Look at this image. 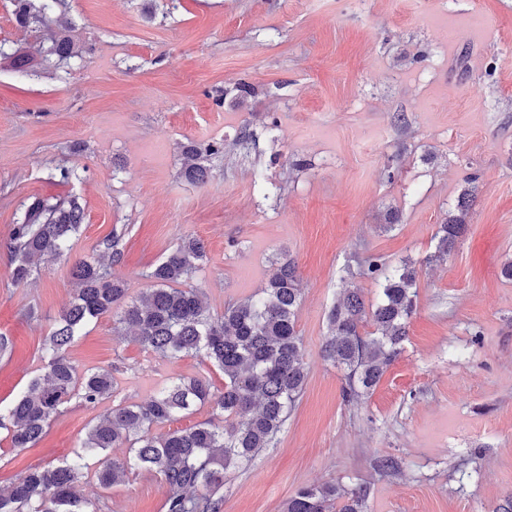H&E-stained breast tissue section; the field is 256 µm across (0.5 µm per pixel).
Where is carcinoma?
I'll return each instance as SVG.
<instances>
[{"label": "carcinoma", "mask_w": 512, "mask_h": 512, "mask_svg": "<svg viewBox=\"0 0 512 512\" xmlns=\"http://www.w3.org/2000/svg\"><path fill=\"white\" fill-rule=\"evenodd\" d=\"M66 0H17L16 19L23 26L46 25ZM47 55L70 69L83 61L82 50L69 38L51 41ZM0 58L25 72L33 56L0 42ZM183 175L194 184L209 176L205 162L224 155V140L182 146ZM474 190L464 189L457 213L440 225L433 257L444 259L466 231ZM84 208L74 196L38 199L13 224L8 248L11 279L27 284L46 259L70 254L84 223ZM121 236L106 242L107 254L78 258L71 269L73 300L59 313L43 347L42 372L0 409V431L10 448H33L52 421L72 404L101 408L70 455L57 462L28 466L0 484V512H105L107 504L79 491L95 461L94 474L105 488L137 471L153 473L166 486L162 512H221L224 475L253 464L276 444L307 380L297 311L302 300L300 274L292 259L275 262L260 295L224 305L210 313L195 288H184L206 260L201 240L184 236L144 277L151 287L128 299L127 282L112 273L120 264ZM367 275L380 283L375 303L357 289L348 290L330 309L324 356L345 371L343 398L356 402L380 381L404 349L408 320L416 304L417 271L408 263L392 267L378 257L368 260ZM104 315L113 332L131 331L141 345L162 359L194 356L224 375L218 390L204 375L165 381L141 403H113L119 389L117 368H81L68 349L83 330ZM370 325L373 330H365ZM208 407L210 416L192 426L165 433L157 429ZM124 446L122 457L112 449ZM368 487L325 483L298 489L286 512H366Z\"/></svg>", "instance_id": "carcinoma-1"}]
</instances>
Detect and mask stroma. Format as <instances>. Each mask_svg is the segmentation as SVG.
<instances>
[{"label":"stroma","instance_id":"obj_1","mask_svg":"<svg viewBox=\"0 0 512 512\" xmlns=\"http://www.w3.org/2000/svg\"><path fill=\"white\" fill-rule=\"evenodd\" d=\"M0 0V40L51 33L84 50L71 72L0 60V406L41 369L73 297L71 259L15 285L6 247L21 204L78 197L73 257L122 235L114 272L130 296L181 236L207 260L189 280L211 314L260 289L293 259L308 379L278 436L224 478L221 512H284L303 486L366 485L368 512H496L512 492V0H69L52 27L19 26ZM245 82L251 94L210 91ZM405 124H398V116ZM255 139L236 142L242 125ZM213 139L210 180L181 175V146ZM59 166L78 180L51 177ZM476 199L448 259L430 261L466 179ZM372 256L417 269L409 340L356 403L324 360L330 308L348 288L374 301ZM80 367L130 366L119 396L139 402L174 376L224 377L199 358L158 359L104 316L69 349ZM94 410L59 416L36 447L0 441V481L69 455ZM398 458L400 474L377 462ZM112 512H160L166 488L139 472L111 490L82 486Z\"/></svg>","mask_w":512,"mask_h":512}]
</instances>
